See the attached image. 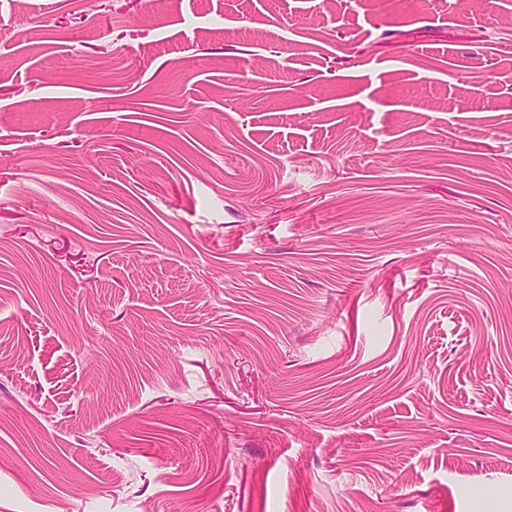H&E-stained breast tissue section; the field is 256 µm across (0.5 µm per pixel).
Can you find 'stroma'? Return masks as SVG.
Listing matches in <instances>:
<instances>
[{
    "instance_id": "1",
    "label": "stroma",
    "mask_w": 512,
    "mask_h": 512,
    "mask_svg": "<svg viewBox=\"0 0 512 512\" xmlns=\"http://www.w3.org/2000/svg\"><path fill=\"white\" fill-rule=\"evenodd\" d=\"M0 512H512V0H0Z\"/></svg>"
}]
</instances>
